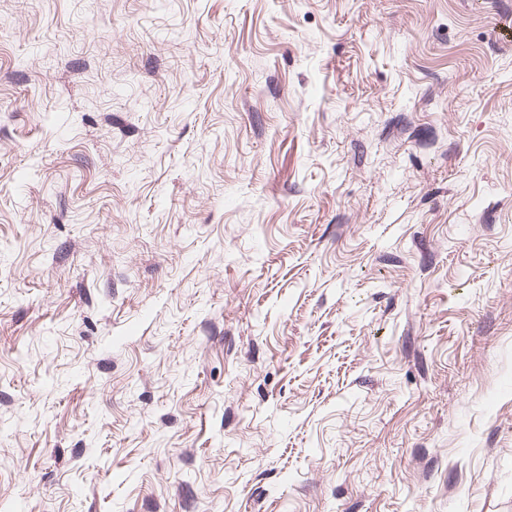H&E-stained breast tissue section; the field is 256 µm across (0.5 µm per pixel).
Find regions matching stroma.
<instances>
[{
  "mask_svg": "<svg viewBox=\"0 0 512 512\" xmlns=\"http://www.w3.org/2000/svg\"><path fill=\"white\" fill-rule=\"evenodd\" d=\"M512 512V0H0V505Z\"/></svg>",
  "mask_w": 512,
  "mask_h": 512,
  "instance_id": "obj_1",
  "label": "stroma"
}]
</instances>
